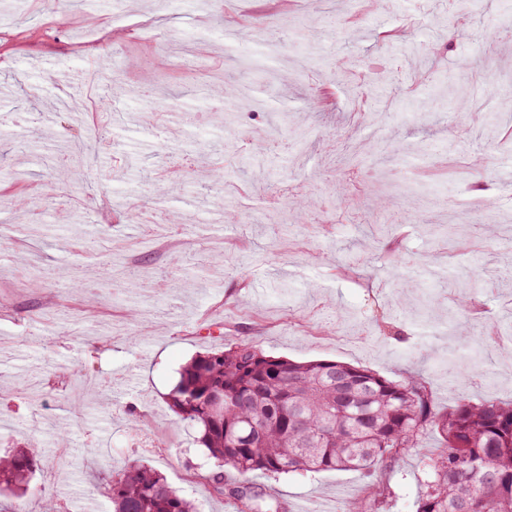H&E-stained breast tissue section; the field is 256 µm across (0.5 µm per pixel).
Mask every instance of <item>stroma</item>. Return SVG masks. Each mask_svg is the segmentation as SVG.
Segmentation results:
<instances>
[{"instance_id": "35a3bbf8", "label": "stroma", "mask_w": 512, "mask_h": 512, "mask_svg": "<svg viewBox=\"0 0 512 512\" xmlns=\"http://www.w3.org/2000/svg\"><path fill=\"white\" fill-rule=\"evenodd\" d=\"M512 0H482L456 30L445 0H0V201L17 170L32 190L10 222L51 204L57 239L39 244L0 223V393L46 385L40 406L0 404V451L39 460L16 501L39 512L56 496L67 512H110L97 473L133 461L162 472L201 512H234L195 479L205 460L197 433L168 407L182 367L224 342L250 339L266 354L337 360L398 381L419 373L439 407L512 400V141L485 125H512ZM311 25L314 56L295 32ZM404 31L383 43L380 31ZM452 51H445L446 43ZM311 64L297 71L303 57ZM380 62L368 115L338 69ZM111 76L101 93L108 132L87 136L69 103L85 101L89 70ZM165 77L199 118L150 111L131 88ZM250 85L264 108L236 105L232 126L207 105L232 84ZM59 145L85 140L75 165L86 194L48 196L50 173L16 133ZM368 150L373 192L361 219L333 224L344 179L325 138ZM425 145L422 153L413 152ZM224 168L223 182L209 176ZM299 185L315 218L261 224L267 194ZM234 211L199 224V208ZM138 223L127 222L129 213ZM390 236L370 243L374 225ZM101 232L143 276L125 290L98 256L75 252L81 232ZM52 273L31 288L26 268ZM470 325V339L453 326ZM220 323L223 333L208 332ZM104 385L103 404L75 412L74 379ZM141 430L129 427L130 412ZM438 435L402 452L373 478L357 471L256 476L291 512H346L369 482L386 489L384 512H416L423 462Z\"/></svg>"}]
</instances>
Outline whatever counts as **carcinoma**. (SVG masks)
Here are the masks:
<instances>
[{"label": "carcinoma", "mask_w": 512, "mask_h": 512, "mask_svg": "<svg viewBox=\"0 0 512 512\" xmlns=\"http://www.w3.org/2000/svg\"><path fill=\"white\" fill-rule=\"evenodd\" d=\"M475 0H448L459 26ZM52 190L73 188L69 168L53 166ZM104 274L133 284L128 266L105 245ZM168 403L197 429L210 467L203 480L235 512H288L250 482L260 473L359 471L372 475L416 448L430 430L442 448L425 463L416 512H512V401L485 400L435 407L422 378L392 381L335 360L298 362L240 340L195 358L181 372ZM37 462L27 450L0 455V497L23 496ZM112 512H201L156 468L135 462L99 477Z\"/></svg>", "instance_id": "obj_1"}]
</instances>
